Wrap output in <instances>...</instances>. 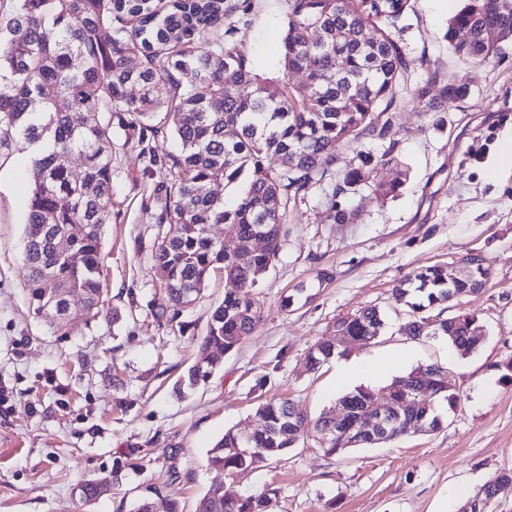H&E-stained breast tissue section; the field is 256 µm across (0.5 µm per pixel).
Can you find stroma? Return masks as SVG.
<instances>
[{
	"mask_svg": "<svg viewBox=\"0 0 512 512\" xmlns=\"http://www.w3.org/2000/svg\"><path fill=\"white\" fill-rule=\"evenodd\" d=\"M464 0H410L399 38L408 62L404 95L428 71L471 88L444 112H422L407 100L392 114L393 149L407 177L396 196L362 190L352 224L324 219V196L310 193L291 208L279 256L256 290L261 320L235 351L220 355L195 389L176 383L199 359L198 344L231 282L214 274L182 326L156 319L165 292L153 273L159 176L150 156L178 146L165 113L154 135L127 138L112 115V220L101 239L104 310L67 325L34 314L24 266L27 151L0 161V384L12 408L0 412V512H134L141 498L166 512L178 497L184 512L211 485L245 498L267 494L265 512H459L456 487L474 493L512 469V168L498 164L512 142V41L483 64L455 55L445 37ZM283 0H253L250 22L233 41L259 73L280 78ZM486 145L483 160L471 150ZM479 254L489 273L480 293L430 311L431 318L476 313L485 339L456 354L440 336H404L411 317L395 291L415 271ZM374 307L385 315L380 336L349 347L339 361L387 363L411 352L409 365L365 380L379 389L409 367L448 373L459 401L442 428L326 456L315 442L246 473L207 464L225 431L250 432L257 406L288 399L309 418L334 409L343 391L336 363L306 369L309 349L332 336L341 319ZM176 468L180 478L170 481ZM106 479L92 503L78 487Z\"/></svg>",
	"mask_w": 512,
	"mask_h": 512,
	"instance_id": "obj_1",
	"label": "stroma"
}]
</instances>
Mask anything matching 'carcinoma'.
<instances>
[{
	"mask_svg": "<svg viewBox=\"0 0 512 512\" xmlns=\"http://www.w3.org/2000/svg\"><path fill=\"white\" fill-rule=\"evenodd\" d=\"M13 16L0 32V158L17 149L32 155L31 197L27 203L25 265L29 303L37 314L67 310L56 298L57 280L84 295L81 316L97 317L104 307L101 235L112 220V120L103 114L125 112V130L144 138L148 121L164 112L180 147L164 174L155 278L166 290L167 306L156 318L176 321L214 272L236 284L213 310L200 342L202 358L180 385L193 387L210 376L216 361L208 351L236 350L257 328L261 306L254 296L277 258L286 235L290 204L302 203L333 179L325 219L351 224L357 211L352 195L365 185L389 196L406 176L376 179L380 169L397 164L388 150L361 151L358 164L336 170L338 150L391 135L389 111L405 82L407 61L393 29L405 18L409 0H284L283 77L255 73L232 46L231 38L249 21L252 0H12ZM512 37V0H467L452 18L447 39L453 52L485 62L499 42L488 29ZM303 71L306 81L292 84L288 73ZM190 72L207 89L202 97L183 84ZM468 84L430 74L417 85L412 101L423 112H445L467 98ZM81 115L74 121L73 115ZM270 156L279 165L266 164ZM240 190L236 203L226 193ZM214 224L241 238L266 237L259 251L228 254L211 235ZM81 256L75 266L69 257ZM477 264L467 276L448 281V269L430 266L413 274L396 300L412 312L401 330L407 336L433 332L464 356L480 344L483 328L468 312L429 321L428 308L479 293L488 281ZM384 315L366 308L336 324V335L350 342L380 335ZM340 345L321 340L307 354L316 371ZM437 368L419 366L394 380L391 398L419 423L441 427L440 407L453 408L458 395L448 376L435 382ZM438 384L439 394L418 397L419 386ZM377 393L356 388L340 398L348 407L347 425L370 420ZM255 415L265 428L247 437L229 430L208 451L210 466L247 472L283 457L293 438L327 425L285 399L260 405ZM104 479L79 487L85 503L103 492ZM264 496L228 498L221 486L209 488L194 512H265Z\"/></svg>",
	"mask_w": 512,
	"mask_h": 512,
	"instance_id": "cac0c4a2",
	"label": "carcinoma"
}]
</instances>
